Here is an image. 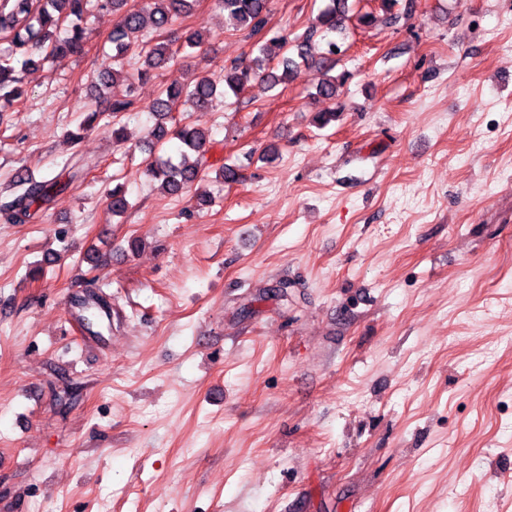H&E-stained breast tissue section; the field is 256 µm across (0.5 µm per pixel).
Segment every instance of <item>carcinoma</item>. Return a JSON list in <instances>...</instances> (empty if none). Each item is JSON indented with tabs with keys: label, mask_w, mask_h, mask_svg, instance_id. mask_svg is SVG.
Listing matches in <instances>:
<instances>
[{
	"label": "carcinoma",
	"mask_w": 512,
	"mask_h": 512,
	"mask_svg": "<svg viewBox=\"0 0 512 512\" xmlns=\"http://www.w3.org/2000/svg\"><path fill=\"white\" fill-rule=\"evenodd\" d=\"M192 0H150L148 7L132 11L126 9L127 0H14L12 9H7L9 0L0 5V35H5L7 49L0 51V99L14 101L21 98L20 69L33 62L32 54L44 50L50 54L76 52L80 49L85 31L81 26L84 15L98 10H110L119 15V21L112 31V66L104 68L99 81H126L128 72L121 68L125 56L139 45V36L144 28L151 26L163 30L171 25L174 17L187 11ZM225 19L235 28L249 31L256 38L255 47L264 54L268 43L285 44L288 38L266 39L268 0H217ZM350 7L348 0H328L320 11L317 22L304 33L297 42L298 58L311 61L326 74L317 87V94L327 100H333L344 85L346 75H329L336 68V41L327 38L330 33L343 30ZM70 21V27L61 31V25ZM325 42V50L320 56L312 55L316 46L315 38ZM178 54L169 42L155 44L147 56V65L158 68ZM296 61L286 57L281 61V69L256 72L253 66L244 62L233 63L224 69V91L238 95L256 79L275 87L289 80ZM216 93V81L205 74L197 75L186 86H170L163 91L165 97L157 99L150 107L157 122L151 132L152 140L161 142L168 136L166 119L173 105L184 100L191 103L197 112H206L212 106ZM138 111L136 99L132 97L96 102V109L87 113L79 123L82 129L91 127L100 113L112 115H133ZM182 144L180 159L155 162L150 165L151 178L159 183L166 193L175 194L188 187L199 175L206 164V153L211 139L207 131L193 127L180 128L173 133ZM92 162L78 158L70 163L67 175L57 174L51 178L36 180L26 172H19L13 180V193L3 205L6 220L12 224H26L35 214L48 204L56 195L66 191L70 185ZM129 202L125 190L117 185L109 193V208L112 214L126 211Z\"/></svg>",
	"instance_id": "carcinoma-1"
}]
</instances>
